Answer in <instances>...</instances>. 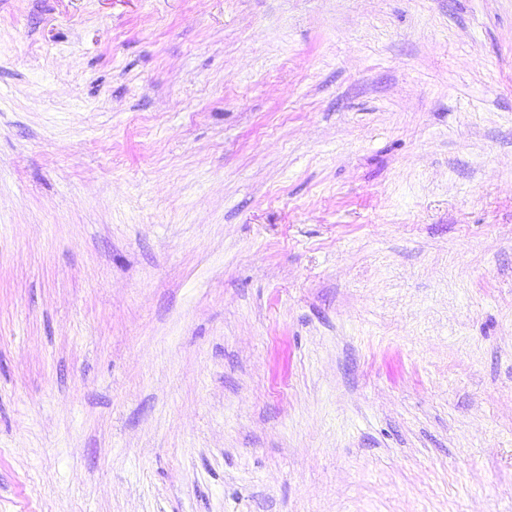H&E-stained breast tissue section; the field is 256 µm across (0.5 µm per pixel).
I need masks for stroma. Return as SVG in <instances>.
<instances>
[{
  "label": "stroma",
  "mask_w": 512,
  "mask_h": 512,
  "mask_svg": "<svg viewBox=\"0 0 512 512\" xmlns=\"http://www.w3.org/2000/svg\"><path fill=\"white\" fill-rule=\"evenodd\" d=\"M0 512H512V0H0Z\"/></svg>",
  "instance_id": "1"
}]
</instances>
